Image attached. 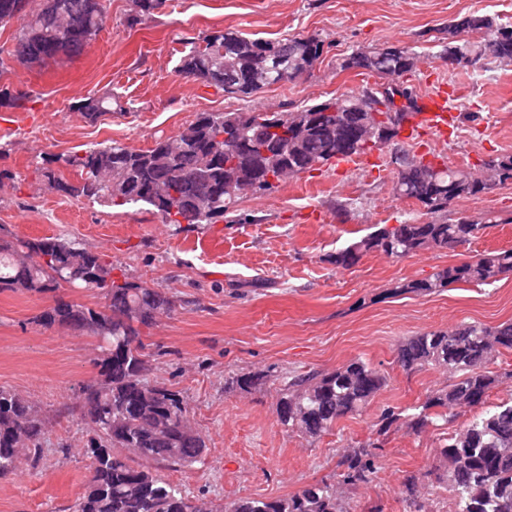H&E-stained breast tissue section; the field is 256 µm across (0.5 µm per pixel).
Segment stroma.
Masks as SVG:
<instances>
[{
	"instance_id": "stroma-1",
	"label": "stroma",
	"mask_w": 512,
	"mask_h": 512,
	"mask_svg": "<svg viewBox=\"0 0 512 512\" xmlns=\"http://www.w3.org/2000/svg\"><path fill=\"white\" fill-rule=\"evenodd\" d=\"M102 4L104 25L85 52L43 67L7 61L20 23L0 24L6 60L0 87L35 96L26 129L14 128L12 111L0 108V170L15 174L0 182V225L14 237L80 243L173 300L174 310L142 335L154 357L149 379L186 396L206 451L193 465L163 468L165 478L209 503L283 498L317 481L336 483L344 448L371 442L377 470L370 484L350 492L352 512H406L405 482L412 476L427 512H451L438 452L470 413L417 434L399 426L382 435L376 423L384 408L420 405L447 383L435 367L403 370L400 344L464 322L512 321V275L490 284L457 282L428 295L392 289L512 248L511 183L449 204L448 220L487 221L469 244L403 258L371 251L342 269L330 257L351 242L380 227L431 219L419 202L395 195L390 150L361 156L347 172L313 171L247 195L231 217L213 224H165L142 204L67 198L38 171L48 167L49 155L103 142L151 146L201 112H292L359 94L381 80L344 69L345 60L357 50L391 46L419 54L418 68L403 78L417 96L440 83L459 98L455 127L446 142L430 146L426 159L479 167L512 155V63L489 58L449 68L437 37L469 14L512 24V0H166L133 27L127 23L132 0ZM224 30L269 40L315 34L324 52L302 77L249 98L178 73L183 39ZM92 95L112 98L111 112L94 123L78 110ZM58 297L104 304L99 292L68 287L54 294L0 292V387L32 402L45 422L40 461H22L0 477V512H71L88 478L81 389L100 379L98 344L83 332L34 323ZM353 359L386 377L362 413L340 418L317 439L281 425V377L325 374ZM247 373L263 374L262 385L239 389L235 379Z\"/></svg>"
}]
</instances>
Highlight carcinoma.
I'll use <instances>...</instances> for the list:
<instances>
[{"mask_svg":"<svg viewBox=\"0 0 512 512\" xmlns=\"http://www.w3.org/2000/svg\"><path fill=\"white\" fill-rule=\"evenodd\" d=\"M164 3L133 0L135 14L128 24H139ZM3 17L24 19L8 56L36 59L42 65L62 55L81 54L90 42L89 34L99 32L104 24L101 0H0ZM448 32L478 38H439V57L447 62L456 55L470 57L473 65L486 57L512 62V26L487 15H468L448 23ZM323 51V41L315 35L272 41L224 31L190 42L179 57L177 71L226 93L249 97L309 72ZM418 60L409 47L359 50L350 54L344 68L381 78L401 77L412 72ZM403 96L407 104L391 107L393 113L411 117L421 111L413 90L405 89ZM352 99L351 95L306 106L281 124L268 109L200 112L178 134L157 138L146 149L100 143L81 154L57 155L55 162L78 173L75 183L49 169L42 176L64 197L117 206L144 204L165 224H213L232 212L241 196L233 197L224 189L230 180L271 191L287 177L375 149L391 148L405 156L393 190L432 214L446 211L455 200L512 182V155L490 160L499 169L497 174L489 169L478 173L449 165L434 167L404 149L399 142L402 124L390 116L379 123L384 137H365L366 113L347 109ZM30 102L27 93L0 89V107L24 111ZM78 109L94 123L112 111V98L90 96ZM485 228L442 218L397 224L366 235L367 250L402 257L430 248L454 249ZM360 257L348 246L331 262L347 268ZM114 270L103 255L59 237L0 241V292L48 293L68 286L97 290L105 299L99 309L60 301L35 317L44 327L69 326L99 341L95 364L104 384L82 389L84 420L93 431L83 449L90 479L73 512H350L347 492L369 484L376 472L371 443L343 452L337 483L309 484L282 499L244 497L222 506L207 505L161 475L157 465H191L199 461L206 445L191 425L181 392L147 381L151 361L141 328L153 326L169 312L170 299L157 288L128 280L124 273L116 278ZM509 273L512 249L494 250L427 279L400 283L395 290L431 293L456 282H495ZM500 348L512 349V322L496 327L463 323L409 339L398 352L404 369L439 367L455 380L429 392L417 413L403 417L393 407L383 409L378 432L387 433L401 419L417 432L435 419H448L450 406L464 411L484 405L499 382L489 365ZM385 385V377L359 359L330 373L295 375L279 389L277 416L282 425L316 439L329 432L337 419L363 412ZM43 430L33 406L1 387V477L14 471L22 455L39 461ZM116 448L126 449L127 455L114 453ZM439 455L448 464L445 477L454 512H512V401L482 411L455 430L440 446Z\"/></svg>","mask_w":512,"mask_h":512,"instance_id":"cac0c4a2","label":"carcinoma"}]
</instances>
